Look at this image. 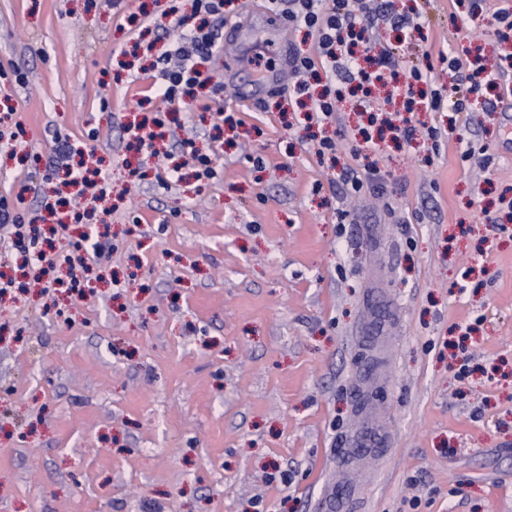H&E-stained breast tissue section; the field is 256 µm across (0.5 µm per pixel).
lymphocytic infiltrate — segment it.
<instances>
[{"mask_svg":"<svg viewBox=\"0 0 512 512\" xmlns=\"http://www.w3.org/2000/svg\"><path fill=\"white\" fill-rule=\"evenodd\" d=\"M267 6L316 37L317 56L297 49L292 52L295 82L291 94L296 105L305 109L308 119L330 120L337 102L344 97L345 87L351 84L365 90L378 84L387 87L389 98L402 101V112L393 113L384 124L407 140L415 133L409 113L442 108L443 91L429 87L428 70L403 65L393 49L377 45L380 29L411 33L422 28L417 15L399 12L393 0H268ZM487 27L508 50L501 55L496 72L479 67L466 74L467 91L471 94L495 86L499 77L512 74V10H495ZM216 47L212 31L201 25L189 29L182 43L160 56L161 69L149 95L181 104L195 100L197 89L206 86L212 92H220V84L196 64L197 59L212 55Z\"/></svg>","mask_w":512,"mask_h":512,"instance_id":"1","label":"lymphocytic infiltrate"}]
</instances>
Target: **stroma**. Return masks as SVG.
<instances>
[{"label": "stroma", "mask_w": 512, "mask_h": 512, "mask_svg": "<svg viewBox=\"0 0 512 512\" xmlns=\"http://www.w3.org/2000/svg\"><path fill=\"white\" fill-rule=\"evenodd\" d=\"M412 2L431 54L478 46L494 69L499 0L476 17L469 0ZM192 4L0 0V195L39 247L79 241L85 225L46 220L66 135L94 151L106 195L80 204L108 227L80 296L0 251L16 281L0 293V512H317L365 402L391 445L355 473L357 512H512V75L364 156L344 99L323 165L281 93L242 100L240 60H208L224 85L209 110L141 105L153 77L133 45L160 55L179 30L156 19ZM152 110L168 119L148 159L127 129ZM225 113L241 124L222 143ZM187 137L215 178L185 164ZM368 164L379 177L352 192L345 170ZM379 304L381 379L360 343Z\"/></svg>", "instance_id": "obj_1"}]
</instances>
